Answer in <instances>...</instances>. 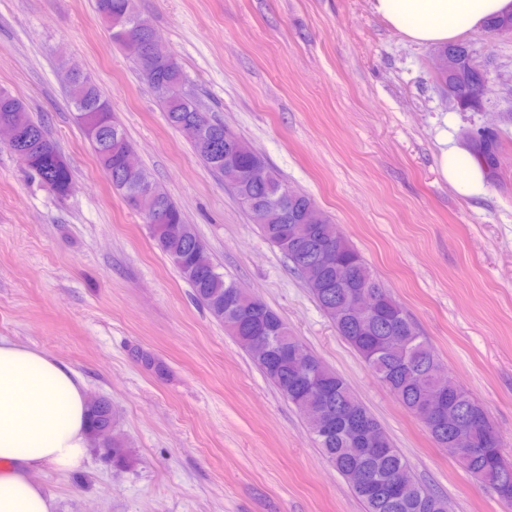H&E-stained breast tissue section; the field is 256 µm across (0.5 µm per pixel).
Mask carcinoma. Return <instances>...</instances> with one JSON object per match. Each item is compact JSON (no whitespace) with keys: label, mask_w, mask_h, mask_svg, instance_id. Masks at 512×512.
<instances>
[{"label":"carcinoma","mask_w":512,"mask_h":512,"mask_svg":"<svg viewBox=\"0 0 512 512\" xmlns=\"http://www.w3.org/2000/svg\"><path fill=\"white\" fill-rule=\"evenodd\" d=\"M95 9L102 20L112 22L109 32L113 42L128 54L139 79L150 87L162 103L168 124L181 130L200 120L191 104L169 99L166 86L187 81L181 65L174 61L162 67H147L141 51L120 41L117 30L133 26V17H140L141 26L149 28V21L140 15L135 0H95ZM440 53L451 54L471 74L461 82L458 97L470 106L482 98L480 77L467 67L471 49L464 43H449ZM61 73L67 87L68 104L74 112L85 138L92 147L98 165L122 197L133 192L125 183L124 155L132 142L112 111V105L98 84L77 65L64 62ZM15 123L18 141L13 153L41 181L65 196L72 187V172L57 146L47 136L44 127L29 114L27 103L0 89V120ZM481 166L494 167L497 162V141H482V147L471 149ZM234 161L243 171V180L234 188L236 198L246 211L254 208L267 213V223L260 225L265 238L291 263L304 279L318 306L333 322L336 331L362 358L377 379L396 397L409 413L419 416L422 400L429 391V375L433 367L441 365L433 347L424 339L415 322L390 290L380 281L343 236L330 218L320 224L304 227L307 212L314 207L309 195L290 189L265 158L256 150L238 152ZM153 183L158 196L146 198L137 212L143 220L159 208L166 216L159 224L150 225L157 245L172 260L180 276L192 288L195 298L210 316L224 324V328L250 354L260 369L279 392L299 408L311 406L304 414L309 430L327 463L343 481L350 485L363 503L365 512H448V498L430 491L413 478L404 483L401 471L408 467L403 453L395 448L386 432H381L378 449L359 447L342 430L335 428L325 433L323 428L331 420L342 419L359 411L371 421L374 414L356 404V396L349 383L338 373L316 361L308 375L305 360L314 357L306 347L299 355H285L290 331L283 318L259 298L249 305L235 298V283L227 280L217 269L198 271L192 266L191 252L199 241L194 227L187 223L182 210L167 191L144 171ZM361 287L375 291L381 302L382 314L358 325L348 315L355 291ZM399 332L401 341L389 342L393 332ZM260 338L267 342L269 355L259 358L252 353V342ZM461 417V432L478 443L485 444L475 454L468 472L480 484L491 488L500 500L512 505V462L503 457L500 444L487 442L482 427L472 419L487 413L469 392L448 396ZM89 435L95 448L103 455L102 444H112L119 454L112 457V467L123 470L131 466V451L117 430L116 418L110 402L104 398L89 404Z\"/></svg>","instance_id":"cac0c4a2"}]
</instances>
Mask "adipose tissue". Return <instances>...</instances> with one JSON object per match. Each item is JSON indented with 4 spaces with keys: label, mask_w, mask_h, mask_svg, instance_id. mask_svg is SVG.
Instances as JSON below:
<instances>
[{
    "label": "adipose tissue",
    "mask_w": 512,
    "mask_h": 512,
    "mask_svg": "<svg viewBox=\"0 0 512 512\" xmlns=\"http://www.w3.org/2000/svg\"><path fill=\"white\" fill-rule=\"evenodd\" d=\"M373 11L409 41L444 45L512 12V0H372ZM440 170L460 194L482 191L463 148L442 150ZM85 384L48 354L0 338V512H55L35 480L47 467L81 468L89 453Z\"/></svg>",
    "instance_id": "ef3b65f1"
}]
</instances>
